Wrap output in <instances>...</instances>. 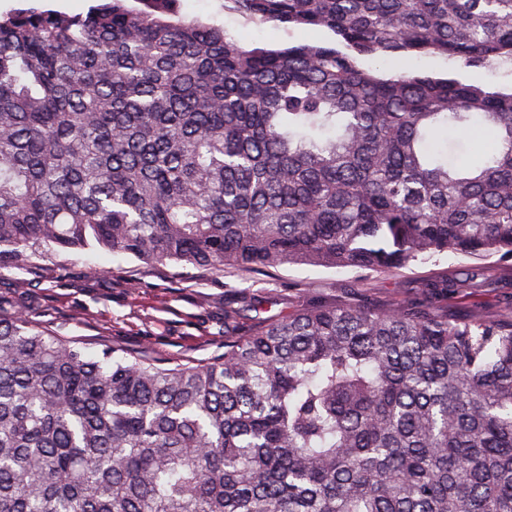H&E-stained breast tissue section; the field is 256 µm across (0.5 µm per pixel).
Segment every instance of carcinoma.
<instances>
[{"instance_id": "cac0c4a2", "label": "carcinoma", "mask_w": 512, "mask_h": 512, "mask_svg": "<svg viewBox=\"0 0 512 512\" xmlns=\"http://www.w3.org/2000/svg\"><path fill=\"white\" fill-rule=\"evenodd\" d=\"M137 2L0 15V259H512V87L361 64L512 66V0H227L331 35L285 48ZM475 126L500 137L474 169L448 142ZM232 317L221 357L165 368L0 316V512H512V319ZM362 63L365 67H371L381 74L416 71L423 74L446 76L449 70L448 62L435 56L367 58Z\"/></svg>"}]
</instances>
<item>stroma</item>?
Returning <instances> with one entry per match:
<instances>
[{
    "mask_svg": "<svg viewBox=\"0 0 512 512\" xmlns=\"http://www.w3.org/2000/svg\"><path fill=\"white\" fill-rule=\"evenodd\" d=\"M181 11L223 24L229 35L251 47L330 38L323 30H288L243 17L224 0H182ZM363 64L382 74L443 76L449 70L447 61L435 56L367 58ZM473 269L480 271L483 287L464 288L449 298V313L511 318L512 259L496 256L475 259L444 252L388 274L306 264L219 273L173 262L147 265L97 247L0 268V312L24 310L43 329L97 357L108 348L143 354L171 367L223 354L224 311L229 306L242 309L246 325L314 306L383 307L414 300L423 279L461 277Z\"/></svg>",
    "mask_w": 512,
    "mask_h": 512,
    "instance_id": "1",
    "label": "stroma"
}]
</instances>
